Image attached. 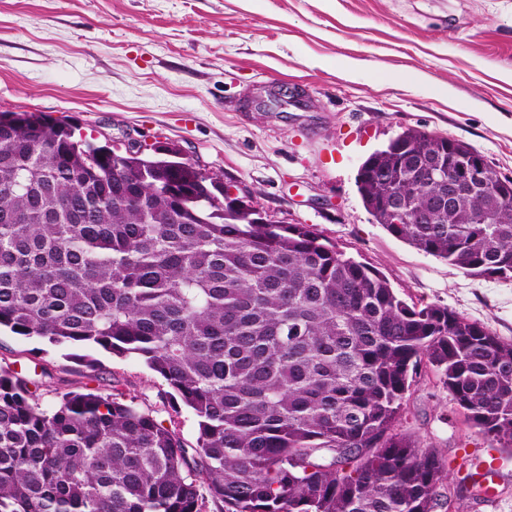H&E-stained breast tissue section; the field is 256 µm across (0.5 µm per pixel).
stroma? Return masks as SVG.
<instances>
[{
    "instance_id": "stroma-1",
    "label": "stroma",
    "mask_w": 512,
    "mask_h": 512,
    "mask_svg": "<svg viewBox=\"0 0 512 512\" xmlns=\"http://www.w3.org/2000/svg\"><path fill=\"white\" fill-rule=\"evenodd\" d=\"M0 111L41 112L99 144L177 145L380 271L408 304L512 340V278L395 238L356 184L406 127L462 140L512 177V0H0ZM0 365L48 370L44 404L119 392L196 444L192 409L137 357L4 330ZM400 427L445 465L437 512H512V448L467 419L430 364Z\"/></svg>"
}]
</instances>
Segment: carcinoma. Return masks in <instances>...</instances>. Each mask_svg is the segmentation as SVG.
<instances>
[{"label": "carcinoma", "mask_w": 512, "mask_h": 512, "mask_svg": "<svg viewBox=\"0 0 512 512\" xmlns=\"http://www.w3.org/2000/svg\"><path fill=\"white\" fill-rule=\"evenodd\" d=\"M460 140L407 127L363 163L376 223L465 272L512 278V198L460 192ZM488 223H474L475 203ZM408 221L391 224L387 208ZM134 354L198 418L176 432L114 395L0 366V512H435L440 459L398 430L427 361L467 419L512 447V340L408 305L307 224L167 146L118 153L37 112H0V329Z\"/></svg>", "instance_id": "carcinoma-1"}]
</instances>
